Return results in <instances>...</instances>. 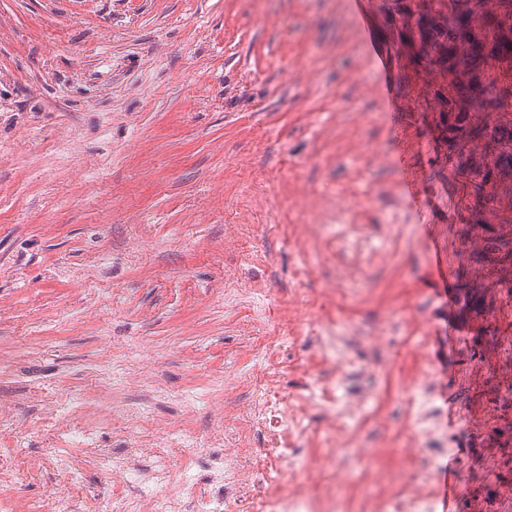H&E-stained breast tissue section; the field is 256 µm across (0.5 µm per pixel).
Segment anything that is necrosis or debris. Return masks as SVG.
<instances>
[{
	"label": "necrosis or debris",
	"instance_id": "1",
	"mask_svg": "<svg viewBox=\"0 0 512 512\" xmlns=\"http://www.w3.org/2000/svg\"><path fill=\"white\" fill-rule=\"evenodd\" d=\"M27 387L48 399L54 415L51 430L69 434L77 447H92L89 430L76 431L67 424L82 409L84 393L38 379L28 380ZM254 414L263 421L266 444L261 448H238L229 456L185 442L179 427L173 426L166 432L168 450L158 455L150 471L128 470L104 458L103 467L113 472L117 487L110 512H322V502L332 490L329 480L340 475L335 453L306 464L301 480L285 483L281 475L297 455L288 445L286 401L273 386H266ZM199 463L210 469L203 487L192 473ZM388 480L396 488L395 512H435L437 500L428 490L429 480L413 467L400 468ZM131 484L140 486L138 496L123 494V487Z\"/></svg>",
	"mask_w": 512,
	"mask_h": 512
}]
</instances>
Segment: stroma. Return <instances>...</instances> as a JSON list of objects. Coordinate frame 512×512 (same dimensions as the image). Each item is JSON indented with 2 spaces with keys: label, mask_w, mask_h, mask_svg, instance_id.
Segmentation results:
<instances>
[{
  "label": "stroma",
  "mask_w": 512,
  "mask_h": 512,
  "mask_svg": "<svg viewBox=\"0 0 512 512\" xmlns=\"http://www.w3.org/2000/svg\"><path fill=\"white\" fill-rule=\"evenodd\" d=\"M367 2L0 0V401L37 474L0 486V512L63 483L23 376L92 396L70 423L111 453L175 422L198 445L261 447L249 410L271 369L301 463L356 433L374 466L452 468L455 512H512V270L470 259L512 234V201L467 228L430 108L448 77L411 67L397 0ZM134 346L143 362L111 367ZM341 363L371 394L332 441L323 409L347 379L324 376ZM100 373L150 426L108 418ZM68 455L79 499L106 503L95 455Z\"/></svg>",
  "instance_id": "stroma-1"
}]
</instances>
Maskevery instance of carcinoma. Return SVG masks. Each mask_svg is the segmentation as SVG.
Returning a JSON list of instances; mask_svg holds the SVG:
<instances>
[{
  "label": "carcinoma",
  "mask_w": 512,
  "mask_h": 512,
  "mask_svg": "<svg viewBox=\"0 0 512 512\" xmlns=\"http://www.w3.org/2000/svg\"><path fill=\"white\" fill-rule=\"evenodd\" d=\"M404 11L413 69L453 75L450 90L434 92V110L453 172L468 180L465 221L487 224L496 199L488 186L512 172V121L503 120L512 108V0H409ZM485 257L512 266V237L494 238Z\"/></svg>",
  "instance_id": "cac0c4a2"
}]
</instances>
